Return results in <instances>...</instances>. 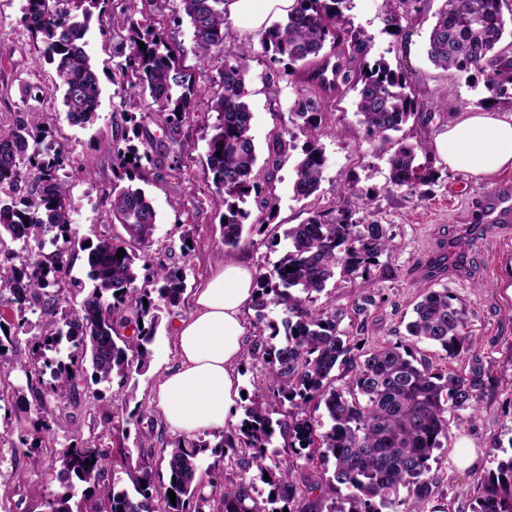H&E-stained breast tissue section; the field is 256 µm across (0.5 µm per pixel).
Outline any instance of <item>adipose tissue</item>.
Segmentation results:
<instances>
[{"label": "adipose tissue", "instance_id": "adipose-tissue-1", "mask_svg": "<svg viewBox=\"0 0 512 512\" xmlns=\"http://www.w3.org/2000/svg\"><path fill=\"white\" fill-rule=\"evenodd\" d=\"M293 0H226L230 17L267 27ZM436 151L449 167L484 176L512 165V115L470 112L437 137ZM255 297V271L228 259L192 297V310L175 322L177 362L159 378L154 401L170 434L193 439L234 426L240 392L237 369L251 335L246 319Z\"/></svg>", "mask_w": 512, "mask_h": 512}]
</instances>
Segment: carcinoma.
Here are the masks:
<instances>
[{"label": "carcinoma", "instance_id": "cac0c4a2", "mask_svg": "<svg viewBox=\"0 0 512 512\" xmlns=\"http://www.w3.org/2000/svg\"><path fill=\"white\" fill-rule=\"evenodd\" d=\"M114 2L26 0L21 23L56 64L71 124L91 123L101 106L99 69L80 44L94 22L112 37L114 55L121 58L112 69V84L151 99L144 112L127 110V100L120 99L125 133L112 146L113 183L106 203L111 221L125 229V245L107 235L92 241L68 236L70 149L46 142L40 114L29 112L0 134V299L16 314L9 331L0 326V348L27 337L30 349L20 367L41 407L49 395L60 401L76 397L88 362L96 385L115 378L125 384L132 373L144 371L162 308L177 306L186 291L185 267L151 252L156 211L145 190L134 185L154 178L153 169L143 164L158 148L147 122L162 126L173 144L191 123L205 132L203 178L212 182L224 205V256L241 246L250 216L242 208L247 198L262 196L265 217L259 224L275 217V198L262 195V183L281 164L287 141L274 132L264 168H257L253 114L246 100L254 44L241 45L221 68L211 66L212 49L224 42L225 0H178L176 13L187 19L195 47L193 71L185 67L179 45L144 19L150 0H120L118 10ZM417 2L385 0L387 26L400 28ZM504 2L444 0L426 47L429 61L453 76L473 69L485 75L494 98L512 95V42L500 46L512 22L504 16ZM343 3L293 0L288 14L262 33L261 54L284 64L290 74L305 70L308 81L324 91L339 85L354 91L356 115L368 139L382 143L386 185L413 193L431 184L436 171L424 142L393 137L417 115L409 78L383 57L366 62L371 37L347 27ZM199 80L216 88L208 112L195 111ZM325 107L317 95L301 94L293 103L292 113L306 135L295 163L299 199L320 190ZM353 193L354 187H348L331 207L316 209L304 223L286 229L288 251L273 272L258 273L252 305L255 334L247 356L262 357L268 383L253 392L241 423L222 432L214 445L199 438L161 449L169 470L166 486L156 482L153 463L143 454L126 470L131 486L105 482L112 450L78 440L51 457L59 465L60 486L43 496L44 512H206L213 500L215 512H293L297 505L302 512H423L434 493V451L448 439V415L462 424L475 422L476 403L490 371L475 352L474 337L465 331V308L446 288L423 291L407 332L450 358L471 351L463 375L439 369L412 345L365 348L363 334L376 304L369 288L348 307L314 308L331 279L368 283L379 257L394 250L387 225L366 220L351 207L348 196ZM48 244L55 250L45 251ZM121 248L125 253L120 259L116 254ZM78 260L93 283L88 290L70 277ZM289 266L295 271H287ZM79 295L78 306H68L69 298ZM271 305L288 312L282 338L275 323L266 320ZM36 312L40 320L33 322L28 314ZM345 320L355 333L340 329ZM64 343L71 348L68 359L57 363L44 392L39 386L51 367L47 353ZM337 370L350 376L347 387L336 386ZM312 407L324 408L326 419L314 418ZM277 433L293 454L307 449L308 462L333 463L332 475L297 478L279 451H268ZM207 456L213 462L204 468ZM227 458L242 469H256V478L268 487L265 500L253 496L254 482L226 477ZM207 486L208 496L203 493ZM341 489L346 494L338 500ZM170 490L176 494L174 506ZM475 502L473 512H512V455L497 461Z\"/></svg>", "mask_w": 512, "mask_h": 512}]
</instances>
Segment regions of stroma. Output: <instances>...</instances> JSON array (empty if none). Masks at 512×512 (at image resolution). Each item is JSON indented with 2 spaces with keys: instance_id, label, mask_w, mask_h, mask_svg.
Wrapping results in <instances>:
<instances>
[{
  "instance_id": "obj_1",
  "label": "stroma",
  "mask_w": 512,
  "mask_h": 512,
  "mask_svg": "<svg viewBox=\"0 0 512 512\" xmlns=\"http://www.w3.org/2000/svg\"><path fill=\"white\" fill-rule=\"evenodd\" d=\"M442 0H419L416 12L401 30H389L384 22L383 0H346L344 14L353 29L373 38L372 56H385L401 67L411 81L420 118L404 126L407 142L433 144L436 137L463 118L466 112L512 113V102L492 98L478 72L449 77L434 68L425 47ZM25 0H0V131L9 130L19 114L42 113L49 140L68 143L74 165L86 167L91 178L71 177L72 231L77 237L108 234L123 241L122 225L112 223L105 199L112 189V145L124 130L114 106L120 99L138 102L136 92H121L104 81L102 103L96 121L88 126L68 122L54 89L56 66L45 60L43 46L21 24ZM147 12L152 24L179 44L186 65H194V44L187 23H174L172 0H154ZM277 84L278 97H271L270 84ZM46 89L42 98L29 94L31 87ZM305 72L287 76L281 65L256 56L250 63L248 103L253 113L251 134L259 158H266L274 131L293 130L291 110L295 99L310 92ZM327 112L321 144L325 155L323 180L317 198L300 199L294 194L295 151H288L274 172L269 187L277 199L274 220L262 230H249L238 257L261 271H272L288 249L284 231L307 219L312 210L337 201L348 186L358 194L351 202L361 215L387 224L395 236L396 249L380 258L382 271L373 280L376 307L368 320L369 346L409 341L406 324L420 293L426 288H448L465 306L468 330L477 340L491 372L490 384L477 404V419L468 427L449 420L448 440L435 453L431 475L436 483L429 512H472L474 488L495 469L496 448L512 444V223L501 224L488 235L474 240L464 232L482 201L505 183L512 184V167L483 177L436 161L438 177L431 185L410 194L387 191L386 164L375 144L370 143L355 114L353 91L338 88L324 92ZM186 144L179 170H171L170 156L153 154V170L160 180L146 186L156 211L153 236L156 248L169 253L173 262L186 266L187 289L179 306L165 312L151 346L149 368L133 374L127 384L112 383L102 393L117 407L114 420H106L88 402L87 383H80L77 401L48 399L46 410L21 415L16 401L30 397L28 380L17 366L14 349L0 352V506L6 512H41L40 492L57 490V472L49 458L73 444L76 438L97 440L131 457L147 453L156 480L168 483L169 471L159 450L172 436L158 417L153 387L176 361L172 321L188 313L190 300L213 266L223 259L221 216L224 207L204 181L206 142L198 126L184 128ZM190 233L193 251L181 253L182 235ZM451 236L455 250L448 256L450 274L434 279L424 269L442 236ZM52 415V447L33 451L29 447L45 415ZM472 449L475 465L462 469L455 451Z\"/></svg>"
}]
</instances>
